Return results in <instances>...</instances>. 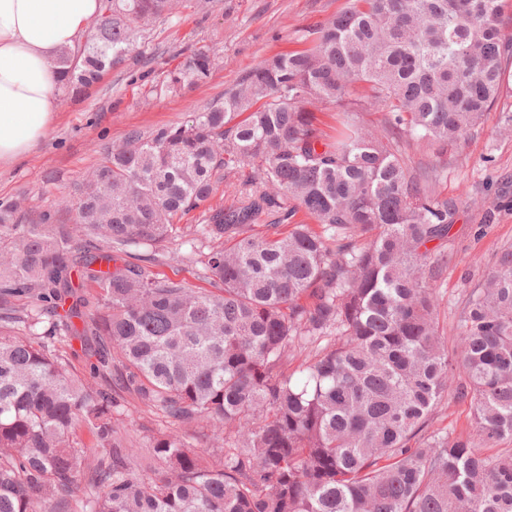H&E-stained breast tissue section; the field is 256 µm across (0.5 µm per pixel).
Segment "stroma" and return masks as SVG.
Segmentation results:
<instances>
[{
  "label": "stroma",
  "mask_w": 512,
  "mask_h": 512,
  "mask_svg": "<svg viewBox=\"0 0 512 512\" xmlns=\"http://www.w3.org/2000/svg\"><path fill=\"white\" fill-rule=\"evenodd\" d=\"M345 0H193L191 7L153 24L147 45L104 75L80 98L61 95L56 125L21 164L0 168V202H16L27 219L57 211L59 200L97 163L100 150L133 129L149 131L190 120L221 103L257 61L299 50L302 32L317 29ZM216 59L211 77L176 94L158 93L169 70L194 52ZM512 87L484 114L465 141L447 154L442 183L459 201L452 236L444 248L454 259L437 284L440 318L456 338V313L484 279L498 249L512 243ZM431 430L451 437L471 431L467 402L445 400L432 415Z\"/></svg>",
  "instance_id": "1"
}]
</instances>
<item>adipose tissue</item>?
Segmentation results:
<instances>
[{"instance_id":"ef3b65f1","label":"adipose tissue","mask_w":512,"mask_h":512,"mask_svg":"<svg viewBox=\"0 0 512 512\" xmlns=\"http://www.w3.org/2000/svg\"><path fill=\"white\" fill-rule=\"evenodd\" d=\"M101 0H0V167L29 155L56 123L59 52L83 42Z\"/></svg>"}]
</instances>
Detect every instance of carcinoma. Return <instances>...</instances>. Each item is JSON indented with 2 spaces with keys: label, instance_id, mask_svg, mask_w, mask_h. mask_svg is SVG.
Listing matches in <instances>:
<instances>
[{
  "label": "carcinoma",
  "instance_id": "carcinoma-1",
  "mask_svg": "<svg viewBox=\"0 0 512 512\" xmlns=\"http://www.w3.org/2000/svg\"><path fill=\"white\" fill-rule=\"evenodd\" d=\"M178 3L104 0L58 55L66 92ZM503 17L502 0H347L192 123L106 149L63 201L80 242L49 211L25 224L1 204L0 512H512V244L465 299L455 345L436 294L458 210L438 191L444 151L503 94ZM213 68L199 50L160 91ZM312 101L342 108L335 134ZM409 138L439 148L432 163L411 165ZM233 179L238 202L188 240L214 289L156 277L174 219ZM74 339L93 358L80 374ZM448 396L470 404L467 439L428 431ZM131 408L165 417L143 436L148 474ZM205 427L219 450L199 445Z\"/></svg>",
  "mask_w": 512,
  "mask_h": 512
}]
</instances>
